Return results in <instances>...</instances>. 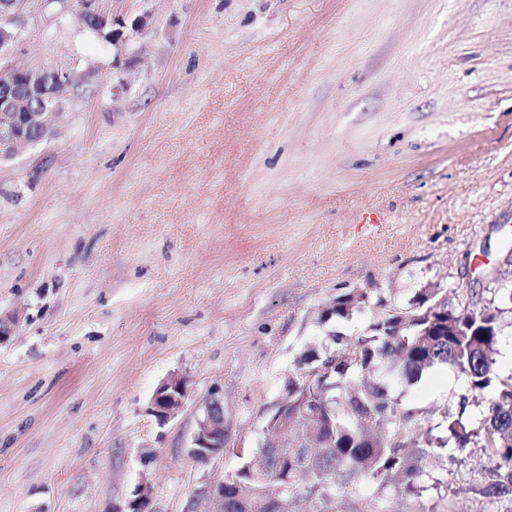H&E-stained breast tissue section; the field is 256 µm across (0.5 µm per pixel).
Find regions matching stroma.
I'll return each mask as SVG.
<instances>
[{"label": "stroma", "mask_w": 512, "mask_h": 512, "mask_svg": "<svg viewBox=\"0 0 512 512\" xmlns=\"http://www.w3.org/2000/svg\"><path fill=\"white\" fill-rule=\"evenodd\" d=\"M25 0L6 64L67 72L52 135L0 161V512H208L322 336L440 288L498 306L512 240V0ZM367 296L347 320L319 317ZM187 380L159 422L158 384ZM469 389L442 367L403 396L420 432ZM224 453L189 455L211 397ZM481 450L425 459L421 496L362 483L344 512H505ZM76 16L78 20L85 21L94 29L101 32L108 25L106 16L101 13L97 6V0H76ZM360 293L357 291H349L336 296L326 307L324 319L330 320L333 316L336 318L346 319L354 313L360 312L365 300L355 301V296ZM187 393L185 380L178 375H171L156 388L151 399L152 411L159 420L174 418L183 408ZM239 473V470L231 476H228L226 479V482L224 479L222 480H214V481H207L203 483L200 488H198L195 492L196 497H202L206 500H208L212 505L213 509L211 512H224V510L227 509V500L228 498L224 497V490L227 491L228 496H232L235 491L232 487H225L224 485H227L232 480L235 481V486L240 487L242 485L239 484L238 480L235 478L236 474Z\"/></svg>", "instance_id": "stroma-1"}]
</instances>
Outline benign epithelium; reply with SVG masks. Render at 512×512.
I'll return each mask as SVG.
<instances>
[{"label": "benign epithelium", "mask_w": 512, "mask_h": 512, "mask_svg": "<svg viewBox=\"0 0 512 512\" xmlns=\"http://www.w3.org/2000/svg\"><path fill=\"white\" fill-rule=\"evenodd\" d=\"M25 0H0V52L13 47L19 40V30L14 25L18 5ZM76 16L101 32L108 25L106 16L97 6V0H76ZM70 76L56 70H33L12 67L7 79L0 81V159L10 157L21 145H35L50 137L59 108L61 87L68 84ZM187 397L185 380L172 375L156 388L151 399L152 411L167 421L183 408ZM224 454V407L220 400L212 399L197 418L189 455L198 462ZM235 479L203 483L195 496L208 500L212 512H224L227 498L224 485ZM150 487L140 483L133 491L135 512H147L150 504ZM257 512H288V501L272 495L254 505Z\"/></svg>", "instance_id": "1"}]
</instances>
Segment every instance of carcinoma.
Masks as SVG:
<instances>
[{"label":"carcinoma","instance_id":"carcinoma-1","mask_svg":"<svg viewBox=\"0 0 512 512\" xmlns=\"http://www.w3.org/2000/svg\"><path fill=\"white\" fill-rule=\"evenodd\" d=\"M357 292L336 296L326 307L324 319H346L359 312L363 302ZM469 309L448 304V335L430 336L425 322L415 319L398 335L388 332L378 316L366 333L356 338L332 331L313 353L324 364L336 355V366L310 379L288 378V420L319 426L316 441L327 457L319 464L302 462L301 449L261 445L259 454L271 460L270 481L256 483L249 493L266 497L269 489L288 488V498L304 495L313 512H343L336 491L358 483L382 490L393 484L409 496L423 491V446L467 448L480 445L483 461L472 490L482 496L512 502V376L496 372L495 347L501 333V315L471 319ZM448 366L463 376L470 391L491 392L488 410L479 422L467 414L468 401L448 411L436 428L446 436L417 439V412L403 406L397 389L421 381L424 373Z\"/></svg>","mask_w":512,"mask_h":512}]
</instances>
